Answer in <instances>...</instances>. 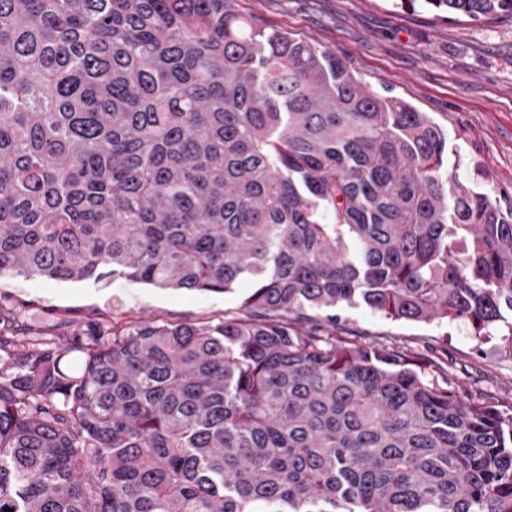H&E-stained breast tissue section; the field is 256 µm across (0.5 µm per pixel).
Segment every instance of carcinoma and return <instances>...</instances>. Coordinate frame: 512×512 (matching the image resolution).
Instances as JSON below:
<instances>
[{"instance_id": "cac0c4a2", "label": "carcinoma", "mask_w": 512, "mask_h": 512, "mask_svg": "<svg viewBox=\"0 0 512 512\" xmlns=\"http://www.w3.org/2000/svg\"><path fill=\"white\" fill-rule=\"evenodd\" d=\"M4 274L253 288L75 367L0 335V512H512V403L335 314L484 334L512 314V206L448 175L427 113L236 0H0Z\"/></svg>"}]
</instances>
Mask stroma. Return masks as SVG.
Segmentation results:
<instances>
[{
	"instance_id": "stroma-1",
	"label": "stroma",
	"mask_w": 512,
	"mask_h": 512,
	"mask_svg": "<svg viewBox=\"0 0 512 512\" xmlns=\"http://www.w3.org/2000/svg\"><path fill=\"white\" fill-rule=\"evenodd\" d=\"M241 11L344 57L371 90L390 91L448 132V170L512 205V20H447L399 0H237ZM251 287L226 294L117 279L0 277V317L30 347L77 346L142 319L209 325L239 312ZM339 335L445 356L444 375L471 393L512 400V323L476 336L467 322L392 320L359 305L336 312Z\"/></svg>"
}]
</instances>
